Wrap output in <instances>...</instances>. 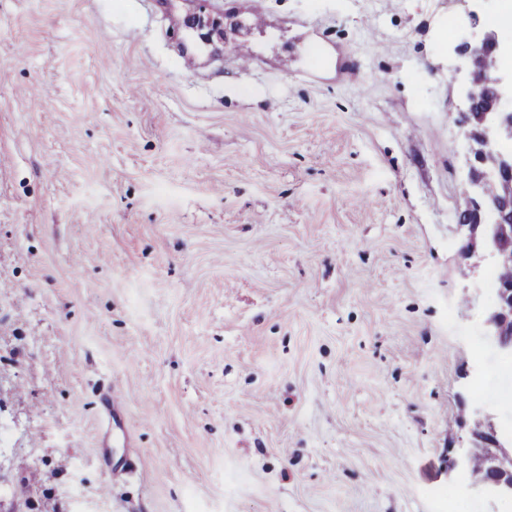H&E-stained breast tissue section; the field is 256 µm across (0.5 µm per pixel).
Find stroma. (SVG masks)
<instances>
[{
	"instance_id": "stroma-1",
	"label": "stroma",
	"mask_w": 512,
	"mask_h": 512,
	"mask_svg": "<svg viewBox=\"0 0 512 512\" xmlns=\"http://www.w3.org/2000/svg\"><path fill=\"white\" fill-rule=\"evenodd\" d=\"M0 0V512H512L454 485L462 0ZM112 449L101 459V444Z\"/></svg>"
}]
</instances>
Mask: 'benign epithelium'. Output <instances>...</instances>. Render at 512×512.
<instances>
[{
	"instance_id": "1",
	"label": "benign epithelium",
	"mask_w": 512,
	"mask_h": 512,
	"mask_svg": "<svg viewBox=\"0 0 512 512\" xmlns=\"http://www.w3.org/2000/svg\"><path fill=\"white\" fill-rule=\"evenodd\" d=\"M453 52L461 61L454 81L464 100L458 125L468 141L463 167L467 203L456 217L458 230L466 238L463 256L469 260L481 249L499 261L504 256V244L512 243V152L500 148L502 143L512 141V111L503 107L512 100V68L502 63L512 48L502 44L494 32L483 30L478 38L455 44ZM481 84L489 86L492 103L480 104L477 87ZM492 178L505 183L503 191L495 196L485 191ZM495 295L496 303L486 313L485 336L512 354V282H501ZM462 428L463 443L458 448H447L448 472L467 477L471 489L488 500L511 497L512 439H504L494 417L481 410L463 421ZM474 448L486 451L480 473L472 469Z\"/></svg>"
}]
</instances>
